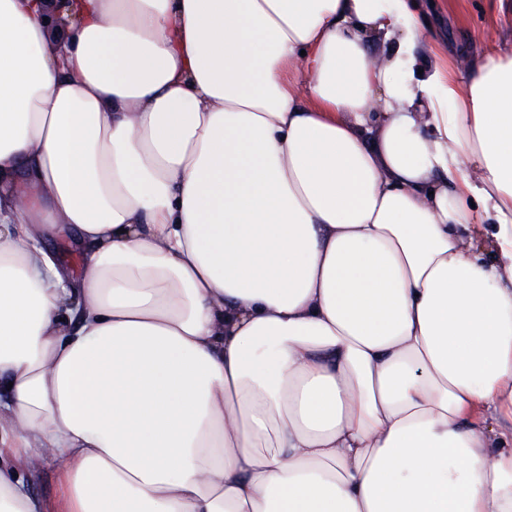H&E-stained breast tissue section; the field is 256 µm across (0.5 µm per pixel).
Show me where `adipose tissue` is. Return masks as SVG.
I'll return each mask as SVG.
<instances>
[{
  "label": "adipose tissue",
  "mask_w": 512,
  "mask_h": 512,
  "mask_svg": "<svg viewBox=\"0 0 512 512\" xmlns=\"http://www.w3.org/2000/svg\"><path fill=\"white\" fill-rule=\"evenodd\" d=\"M0 512H512V49L0 0ZM46 247L55 253L61 264L69 271L75 272L79 266L78 257L70 249L68 243L64 239L52 238L46 242ZM33 492L46 499L52 500L57 496L58 484L56 470L51 465H45L32 479Z\"/></svg>",
  "instance_id": "ef3b65f1"
}]
</instances>
